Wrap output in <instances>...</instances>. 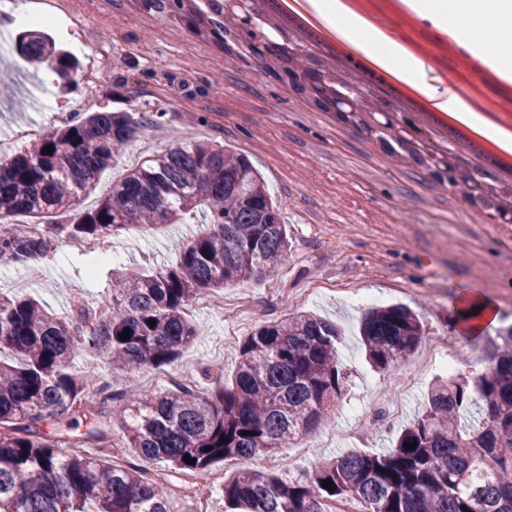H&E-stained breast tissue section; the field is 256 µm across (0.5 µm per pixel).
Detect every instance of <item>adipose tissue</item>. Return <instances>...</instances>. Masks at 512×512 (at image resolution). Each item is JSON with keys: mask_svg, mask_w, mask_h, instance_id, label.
Here are the masks:
<instances>
[{"mask_svg": "<svg viewBox=\"0 0 512 512\" xmlns=\"http://www.w3.org/2000/svg\"><path fill=\"white\" fill-rule=\"evenodd\" d=\"M422 20L451 37L459 46L479 57L500 80L512 85V55L502 53V40L512 39V0H400ZM315 14L326 21L331 32L346 43L360 47L389 74L403 78L423 95L431 88L420 72L421 60L374 28L343 0H313ZM434 105L449 117L467 125L500 149L512 154V133L486 122L465 104L435 100ZM455 321L471 334H479L497 322L496 306L475 288L465 289Z\"/></svg>", "mask_w": 512, "mask_h": 512, "instance_id": "ef3b65f1", "label": "adipose tissue"}]
</instances>
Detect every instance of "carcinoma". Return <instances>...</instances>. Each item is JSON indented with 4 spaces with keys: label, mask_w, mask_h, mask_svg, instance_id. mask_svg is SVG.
Returning a JSON list of instances; mask_svg holds the SVG:
<instances>
[{
    "label": "carcinoma",
    "mask_w": 512,
    "mask_h": 512,
    "mask_svg": "<svg viewBox=\"0 0 512 512\" xmlns=\"http://www.w3.org/2000/svg\"><path fill=\"white\" fill-rule=\"evenodd\" d=\"M18 49L32 63H55L61 79L79 67L41 31L20 35ZM150 122L129 112L77 115L0 158V262L41 258L62 242L180 224L200 208L206 224L176 245L170 267L113 270L100 314L79 305L59 318L27 294L0 297V512H169L164 487L142 470L63 454L39 423H69L95 396L103 414L115 400L72 372L78 345H92L128 375L169 365L195 336L185 312L191 300L273 273L289 248L260 173L244 155L209 144L155 154L94 208L76 210ZM20 215L31 222H15ZM35 224L56 226L58 234L39 235ZM125 330L129 338L119 339ZM361 336L372 366L388 372L406 362L423 329L413 311L392 305L366 311ZM338 337L336 324L314 315L258 327L241 344L232 385L218 384L207 396L179 387L123 408L129 447L176 471L240 461L224 482V512H331L329 504L351 498L366 512H512V327L497 336L485 371L436 384L426 410L387 451L337 456L300 478L247 467L312 433L341 398ZM325 480L335 489L323 487Z\"/></svg>",
    "instance_id": "obj_1"
}]
</instances>
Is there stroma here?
<instances>
[{
    "instance_id": "obj_1",
    "label": "stroma",
    "mask_w": 512,
    "mask_h": 512,
    "mask_svg": "<svg viewBox=\"0 0 512 512\" xmlns=\"http://www.w3.org/2000/svg\"><path fill=\"white\" fill-rule=\"evenodd\" d=\"M51 15L48 33L80 62L66 85L47 66L17 55L21 29L0 10V31L8 33L0 41V156L25 148L14 136L21 126L53 132L56 111L83 95L92 71L95 110L154 112L158 119L101 174L82 209L93 208L114 182L154 153L209 143L246 156L258 169L291 243L275 275L213 290L208 307L188 304L196 336L171 365L130 376L85 344L72 359L75 372L108 383L130 400L174 389L187 375L207 392L234 379L240 346L257 327L297 313L336 321L338 360L347 376L341 399L311 435L251 464L261 473L297 476L340 453L392 447L425 409L436 383L453 372L484 370L498 329L512 326V223H492L483 210L465 205L461 187L374 151L354 128L295 96L260 63L225 55L189 10L158 13L141 0H54ZM203 228L197 215L182 224L119 232L112 238L115 258L101 260L92 276L86 272L88 254L66 242L36 264L0 263V295H13L14 279L27 274L33 280L30 296L66 316L74 302L96 305L116 266L158 270L175 261L177 241ZM467 284L498 309L496 327L475 338L450 325ZM355 288L376 304L413 309L426 340L447 336L454 370L425 365L424 345L395 371L372 368L359 334L366 307L351 298ZM92 428L106 437L100 447L84 449V456L144 466L166 487L172 512H224V481L237 471L236 461L218 462L203 475L178 473L162 461L141 460L125 439L121 419L102 420L86 409L72 425L48 420L42 426L59 441Z\"/></svg>"
}]
</instances>
